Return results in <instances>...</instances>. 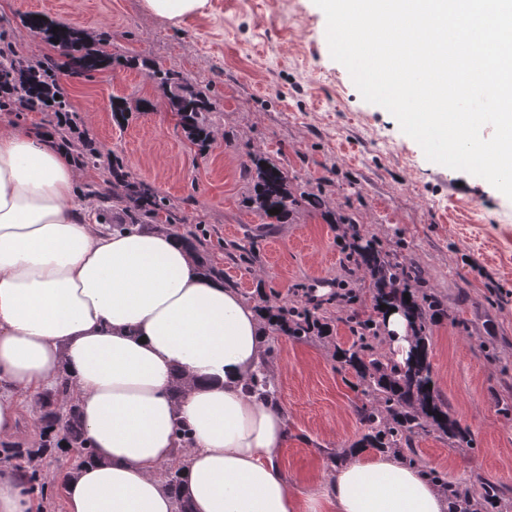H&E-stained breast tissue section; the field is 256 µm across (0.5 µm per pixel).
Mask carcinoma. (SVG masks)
Returning a JSON list of instances; mask_svg holds the SVG:
<instances>
[{"label": "carcinoma", "instance_id": "cac0c4a2", "mask_svg": "<svg viewBox=\"0 0 512 512\" xmlns=\"http://www.w3.org/2000/svg\"><path fill=\"white\" fill-rule=\"evenodd\" d=\"M27 23L46 33L49 45H65L78 51L79 55L73 57V64L83 71H97L111 63L112 54L103 40L83 49L77 33L68 26L60 25L55 31L37 15L29 16ZM149 77L163 89L173 91L171 105L190 141L195 145L207 143L210 139L208 115L213 111L208 96L201 90L187 88L183 74L175 69L154 68ZM250 162L255 165L256 187L248 202L256 212L281 221L290 216L301 200L314 209L321 206L310 192L294 194L288 170L255 157L250 158ZM89 193L103 201L110 198L114 203L123 204L125 220L116 225L119 230L140 229L162 217L168 226L179 221L175 208L158 197L148 184L129 179L122 162L116 158L112 159V191H102L94 186ZM273 208L279 209V213L270 214L269 210ZM181 238L194 251L207 247V233L200 228L181 235ZM217 244L224 250V256L237 264L252 261L251 248L240 240L221 239ZM384 254L379 244L372 243L359 251L354 264L369 273L370 287L376 290L377 305L398 307L405 312L415 332L413 351L402 363L380 353L376 343L379 323L371 314L356 313L349 317L352 345L340 351L339 356L358 376L361 394L374 402L371 407L364 406L361 410V420L367 428L364 443L372 448L393 449L411 465L416 463L412 446L416 435L437 431L459 447L470 445L471 435L450 415L448 406L439 401L432 388L427 331L440 303L425 288L416 267L406 262L389 261ZM260 311L269 328L284 333L295 342L313 340L320 326V304L309 299L292 304L265 299ZM269 369V353L266 352L249 389L259 399L276 406L279 404V390L269 375ZM38 411L41 418L39 440L31 447L0 443L1 461L22 457L55 458L64 449L77 450L82 463L95 459V451L83 432L75 388L68 377H61L53 387L40 394ZM175 436L179 457L187 456L192 448L190 432L179 424ZM429 476L448 494V512H474L470 498L460 496L441 473L431 470ZM19 477L24 493H38L47 500L53 498V482L38 469H23ZM475 479L482 502L499 505L498 487L479 475ZM165 486L178 502L179 512H191L180 491V463L167 466Z\"/></svg>", "mask_w": 512, "mask_h": 512}]
</instances>
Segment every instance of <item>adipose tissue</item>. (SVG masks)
<instances>
[{
  "mask_svg": "<svg viewBox=\"0 0 512 512\" xmlns=\"http://www.w3.org/2000/svg\"><path fill=\"white\" fill-rule=\"evenodd\" d=\"M81 177L50 132L0 124V441L34 432L37 394L73 381L96 458L66 481L67 512H173L157 472L179 421L194 436L180 471L192 512H447L421 469L363 448L291 492L286 415L246 391L260 315L178 236L97 233Z\"/></svg>",
  "mask_w": 512,
  "mask_h": 512,
  "instance_id": "ef3b65f1",
  "label": "adipose tissue"
}]
</instances>
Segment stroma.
I'll list each match as a JSON object with an SVG mask.
<instances>
[{"label": "stroma", "mask_w": 512, "mask_h": 512, "mask_svg": "<svg viewBox=\"0 0 512 512\" xmlns=\"http://www.w3.org/2000/svg\"><path fill=\"white\" fill-rule=\"evenodd\" d=\"M107 35L110 67L60 72L73 121L100 152L84 168L77 197L93 222L111 232L123 213L88 193L110 179L111 156L131 178L152 184L185 224H205L226 239L257 237L252 263L237 265L218 247L242 297L300 301L318 296L327 337L293 342L270 332L279 404L288 418L280 466L290 490L323 485L331 453L358 445L364 399L355 373L336 351L352 342L351 313L374 312L375 292L348 308L332 296L344 280L363 285L366 270L347 271L342 217L398 261L421 270L441 303L430 325L429 361L435 391L473 438L453 447L430 432L415 437L417 467L447 475L474 495L472 476L498 485L503 512H512V200L482 178L426 159L383 107L364 101L347 69L332 59L326 19L313 0H209L205 14L174 23L144 13L142 0H0V33L20 55L65 62L28 16ZM182 72L188 86L213 102V139L189 142L167 92L149 67ZM133 109L125 122L112 103ZM284 167L322 207L299 205L287 223L268 224L246 199L250 157ZM477 259L478 268L465 264Z\"/></svg>", "instance_id": "1"}]
</instances>
